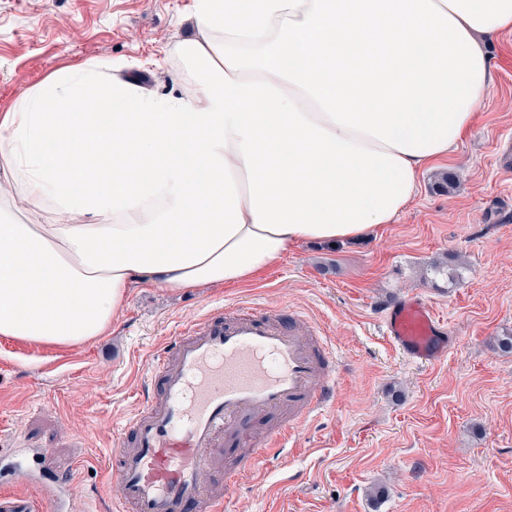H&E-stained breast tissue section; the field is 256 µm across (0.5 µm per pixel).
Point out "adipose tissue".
<instances>
[{
    "label": "adipose tissue",
    "instance_id": "ef3b65f1",
    "mask_svg": "<svg viewBox=\"0 0 512 512\" xmlns=\"http://www.w3.org/2000/svg\"><path fill=\"white\" fill-rule=\"evenodd\" d=\"M194 81L111 62L0 114V336L103 335L135 288L251 279L391 224L493 83L512 0H194Z\"/></svg>",
    "mask_w": 512,
    "mask_h": 512
}]
</instances>
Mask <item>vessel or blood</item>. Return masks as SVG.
<instances>
[{"mask_svg": "<svg viewBox=\"0 0 512 512\" xmlns=\"http://www.w3.org/2000/svg\"><path fill=\"white\" fill-rule=\"evenodd\" d=\"M382 328L407 360L434 365L448 354V325L422 295L387 307ZM337 365L321 326L282 307L254 304L190 322L146 366L147 395L109 450L106 479L120 489L115 512H226L239 481L270 465L287 439L333 404ZM284 407L287 424L253 444L246 461L225 473V496H215L208 476L225 435L244 415ZM48 508L42 498L0 493V512Z\"/></svg>", "mask_w": 512, "mask_h": 512, "instance_id": "vessel-or-blood-1", "label": "vessel or blood"}]
</instances>
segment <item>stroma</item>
<instances>
[{"instance_id": "1", "label": "stroma", "mask_w": 512, "mask_h": 512, "mask_svg": "<svg viewBox=\"0 0 512 512\" xmlns=\"http://www.w3.org/2000/svg\"><path fill=\"white\" fill-rule=\"evenodd\" d=\"M193 0H0V113L65 69L112 61L156 95L179 94L175 47ZM494 84L456 150L419 177L365 240L313 242L252 279L131 291L111 329L74 347L0 337V472L35 492L80 490L71 512H113L100 468L142 404V367L184 323L234 301L317 320L339 357L336 398L283 466L242 483L230 512H512V33L488 47ZM449 173L455 183L442 190ZM418 293L447 321V356L412 363L381 336L384 307Z\"/></svg>"}]
</instances>
